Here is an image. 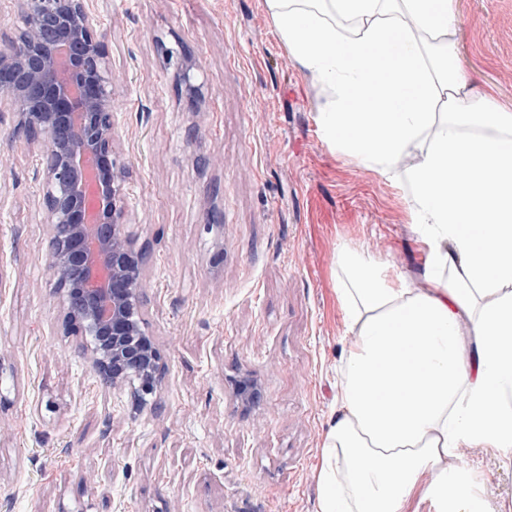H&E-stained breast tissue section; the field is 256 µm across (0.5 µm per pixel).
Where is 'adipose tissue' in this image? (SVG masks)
<instances>
[{"instance_id": "obj_1", "label": "adipose tissue", "mask_w": 512, "mask_h": 512, "mask_svg": "<svg viewBox=\"0 0 512 512\" xmlns=\"http://www.w3.org/2000/svg\"><path fill=\"white\" fill-rule=\"evenodd\" d=\"M331 91L326 139L404 186L415 276L342 246L349 347L324 450L322 512H492L460 449L512 464V112L454 53L455 0H266Z\"/></svg>"}]
</instances>
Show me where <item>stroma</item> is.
Wrapping results in <instances>:
<instances>
[{
	"instance_id": "obj_1",
	"label": "stroma",
	"mask_w": 512,
	"mask_h": 512,
	"mask_svg": "<svg viewBox=\"0 0 512 512\" xmlns=\"http://www.w3.org/2000/svg\"><path fill=\"white\" fill-rule=\"evenodd\" d=\"M112 68L114 150L146 251L155 411L105 392L65 335L48 267L45 140L0 109V512H322L319 471L349 343L336 255L416 274L401 185L330 144L327 88L265 0H92ZM458 56L512 110V0H458ZM194 61L201 94L175 76ZM258 391L246 403L236 384ZM493 507L512 469L460 451Z\"/></svg>"
}]
</instances>
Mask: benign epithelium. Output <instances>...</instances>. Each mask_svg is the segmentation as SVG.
I'll use <instances>...</instances> for the list:
<instances>
[{
    "instance_id": "1",
    "label": "benign epithelium",
    "mask_w": 512,
    "mask_h": 512,
    "mask_svg": "<svg viewBox=\"0 0 512 512\" xmlns=\"http://www.w3.org/2000/svg\"><path fill=\"white\" fill-rule=\"evenodd\" d=\"M24 27L0 48V105L46 137L45 223L53 292L102 386L156 410L164 362L144 318L146 271L126 220L127 167L113 151L106 44L88 0H12Z\"/></svg>"
}]
</instances>
